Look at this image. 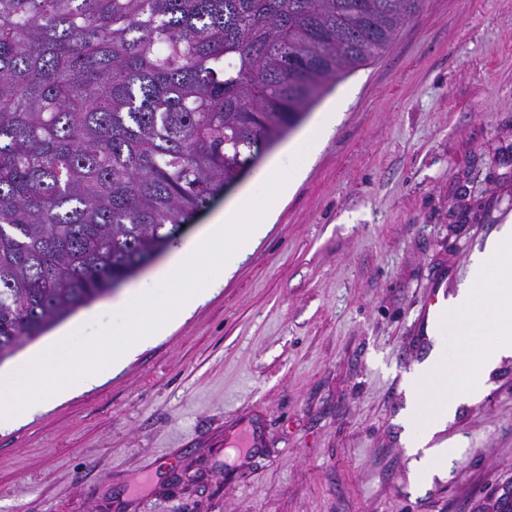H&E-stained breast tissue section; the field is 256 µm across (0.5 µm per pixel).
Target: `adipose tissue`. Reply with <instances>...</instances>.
Segmentation results:
<instances>
[{
  "instance_id": "ef3b65f1",
  "label": "adipose tissue",
  "mask_w": 512,
  "mask_h": 512,
  "mask_svg": "<svg viewBox=\"0 0 512 512\" xmlns=\"http://www.w3.org/2000/svg\"><path fill=\"white\" fill-rule=\"evenodd\" d=\"M512 358V224L475 251L452 300L448 329L404 378L401 438L416 460L413 481L429 485L460 457L457 443L437 436L463 407L479 401L483 376Z\"/></svg>"
}]
</instances>
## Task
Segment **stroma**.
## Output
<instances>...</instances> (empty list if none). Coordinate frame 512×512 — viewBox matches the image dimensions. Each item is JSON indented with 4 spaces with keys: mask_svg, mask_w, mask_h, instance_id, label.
I'll return each mask as SVG.
<instances>
[{
    "mask_svg": "<svg viewBox=\"0 0 512 512\" xmlns=\"http://www.w3.org/2000/svg\"><path fill=\"white\" fill-rule=\"evenodd\" d=\"M267 235L101 384L0 429V512H498L512 358L445 432L430 488L400 441L430 287L512 216V0H423Z\"/></svg>",
    "mask_w": 512,
    "mask_h": 512,
    "instance_id": "35a3bbf8",
    "label": "stroma"
}]
</instances>
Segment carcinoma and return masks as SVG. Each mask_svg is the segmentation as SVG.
<instances>
[{
    "mask_svg": "<svg viewBox=\"0 0 512 512\" xmlns=\"http://www.w3.org/2000/svg\"><path fill=\"white\" fill-rule=\"evenodd\" d=\"M423 0H0V363L112 294Z\"/></svg>",
    "mask_w": 512,
    "mask_h": 512,
    "instance_id": "carcinoma-1",
    "label": "carcinoma"
}]
</instances>
